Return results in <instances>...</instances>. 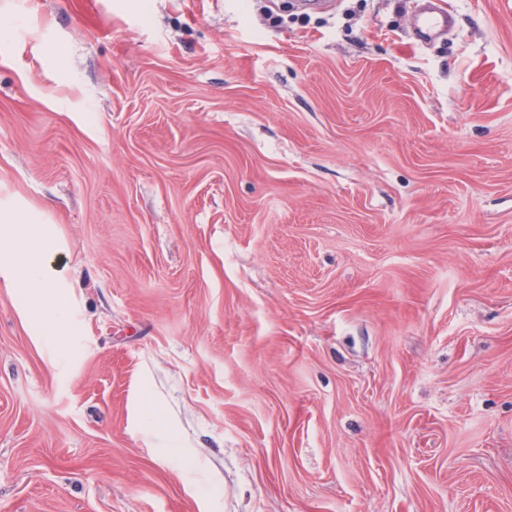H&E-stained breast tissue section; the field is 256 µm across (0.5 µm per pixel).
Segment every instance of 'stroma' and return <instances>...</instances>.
<instances>
[{"mask_svg":"<svg viewBox=\"0 0 512 512\" xmlns=\"http://www.w3.org/2000/svg\"><path fill=\"white\" fill-rule=\"evenodd\" d=\"M0 0V512H512V0ZM160 399L182 448L139 414ZM452 23V15L439 5L419 8L412 15L414 29L425 39L445 33ZM68 249L42 211L0 199V284L10 288L29 335L57 367L71 362L84 335L75 287L56 263Z\"/></svg>","mask_w":512,"mask_h":512,"instance_id":"1","label":"stroma"}]
</instances>
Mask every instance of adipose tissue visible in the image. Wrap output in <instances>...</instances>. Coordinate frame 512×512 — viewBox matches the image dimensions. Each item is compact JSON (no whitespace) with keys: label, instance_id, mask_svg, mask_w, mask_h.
<instances>
[{"label":"adipose tissue","instance_id":"adipose-tissue-1","mask_svg":"<svg viewBox=\"0 0 512 512\" xmlns=\"http://www.w3.org/2000/svg\"><path fill=\"white\" fill-rule=\"evenodd\" d=\"M68 243L44 214L0 199V284L30 336L56 366L76 356L84 334L75 291L57 259Z\"/></svg>","mask_w":512,"mask_h":512}]
</instances>
